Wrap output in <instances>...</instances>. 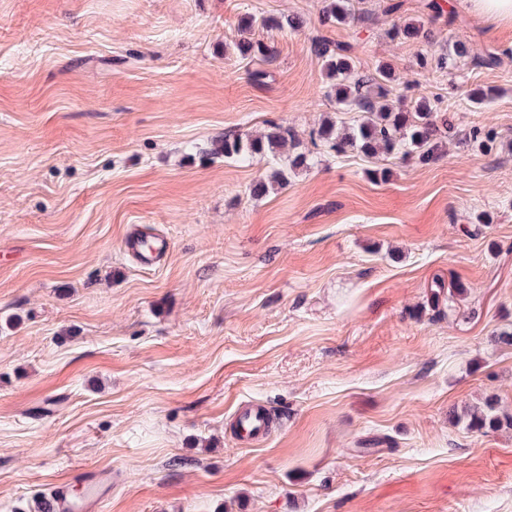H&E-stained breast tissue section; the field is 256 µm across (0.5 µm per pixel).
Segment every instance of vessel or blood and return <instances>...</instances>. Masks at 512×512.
<instances>
[{
	"label": "vessel or blood",
	"mask_w": 512,
	"mask_h": 512,
	"mask_svg": "<svg viewBox=\"0 0 512 512\" xmlns=\"http://www.w3.org/2000/svg\"><path fill=\"white\" fill-rule=\"evenodd\" d=\"M125 247L128 254L144 265L158 262L169 250L168 242L161 237L155 238L151 247H144L142 235L136 231L127 235ZM236 419L239 442L255 443L267 437L270 420L261 407H241ZM119 480V472L108 468H99L71 480H61L52 487L49 508L51 512H99Z\"/></svg>",
	"instance_id": "obj_1"
}]
</instances>
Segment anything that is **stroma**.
<instances>
[{
    "mask_svg": "<svg viewBox=\"0 0 512 512\" xmlns=\"http://www.w3.org/2000/svg\"><path fill=\"white\" fill-rule=\"evenodd\" d=\"M386 2L324 29L323 0H0V512L102 467L103 512H512V430L457 421L489 397L512 414V155L325 153L256 199L267 158L208 154L356 120L320 28L457 133L512 141V59L421 71L388 35L419 0ZM441 2L459 21L431 24L434 49H512V23ZM249 14L306 22L253 29L276 54L259 81L228 50ZM133 224L166 262L125 253ZM241 404L275 414L261 445L230 434Z\"/></svg>",
    "mask_w": 512,
    "mask_h": 512,
    "instance_id": "stroma-1",
    "label": "stroma"
}]
</instances>
